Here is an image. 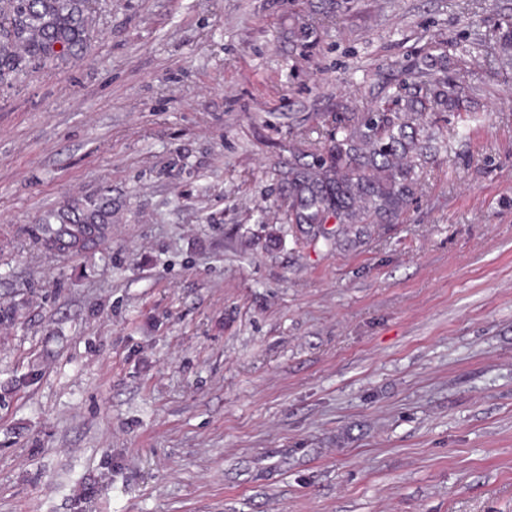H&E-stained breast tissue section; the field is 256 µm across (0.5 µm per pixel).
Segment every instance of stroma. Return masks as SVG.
Segmentation results:
<instances>
[{
    "instance_id": "stroma-1",
    "label": "stroma",
    "mask_w": 512,
    "mask_h": 512,
    "mask_svg": "<svg viewBox=\"0 0 512 512\" xmlns=\"http://www.w3.org/2000/svg\"><path fill=\"white\" fill-rule=\"evenodd\" d=\"M512 0H94L0 85V512H512ZM480 93L423 196L311 244L302 134L433 46ZM112 196L93 253L40 215Z\"/></svg>"
}]
</instances>
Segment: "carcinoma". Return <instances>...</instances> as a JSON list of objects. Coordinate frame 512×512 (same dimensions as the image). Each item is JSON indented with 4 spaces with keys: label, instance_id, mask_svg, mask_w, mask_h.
Listing matches in <instances>:
<instances>
[{
    "label": "carcinoma",
    "instance_id": "1",
    "mask_svg": "<svg viewBox=\"0 0 512 512\" xmlns=\"http://www.w3.org/2000/svg\"><path fill=\"white\" fill-rule=\"evenodd\" d=\"M90 0H0V84L88 49ZM459 61L442 51L424 56L418 80L401 86L371 112H336L325 121V141L307 139L288 163L280 189L288 197V223L306 224L313 242L341 247L375 224H394L416 201L428 157L437 140L432 117L464 112L477 122L473 88L453 72ZM336 224V237L324 225ZM99 225L107 238L112 198L105 192L74 198L39 219L37 231L49 243L66 238L68 250H85L82 225Z\"/></svg>",
    "mask_w": 512,
    "mask_h": 512
}]
</instances>
